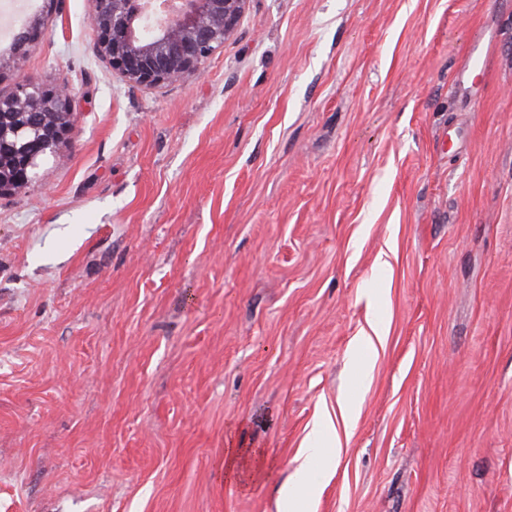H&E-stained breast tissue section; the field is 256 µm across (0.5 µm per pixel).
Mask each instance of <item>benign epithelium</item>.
<instances>
[{
  "label": "benign epithelium",
  "instance_id": "1",
  "mask_svg": "<svg viewBox=\"0 0 512 512\" xmlns=\"http://www.w3.org/2000/svg\"><path fill=\"white\" fill-rule=\"evenodd\" d=\"M94 50L128 84L154 88L186 81L235 28L246 0H91ZM42 16L23 29L18 60L42 35ZM77 122L71 87L25 83L0 96V196L32 184L39 163L71 148Z\"/></svg>",
  "mask_w": 512,
  "mask_h": 512
}]
</instances>
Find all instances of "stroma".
<instances>
[{"label":"stroma","instance_id":"35a3bbf8","mask_svg":"<svg viewBox=\"0 0 512 512\" xmlns=\"http://www.w3.org/2000/svg\"><path fill=\"white\" fill-rule=\"evenodd\" d=\"M90 8L0 10L77 111L0 197V512H512V0H247L150 89ZM42 16L40 15H34L26 24L24 29L22 30L24 32V35L27 38V41L17 46L15 49H12L11 55L9 59H12L13 61L18 60L26 55L29 48L39 40V38L42 35L43 32V20ZM256 448H237L229 445L224 454V475L233 480H243L254 463L258 461Z\"/></svg>","mask_w":512,"mask_h":512}]
</instances>
